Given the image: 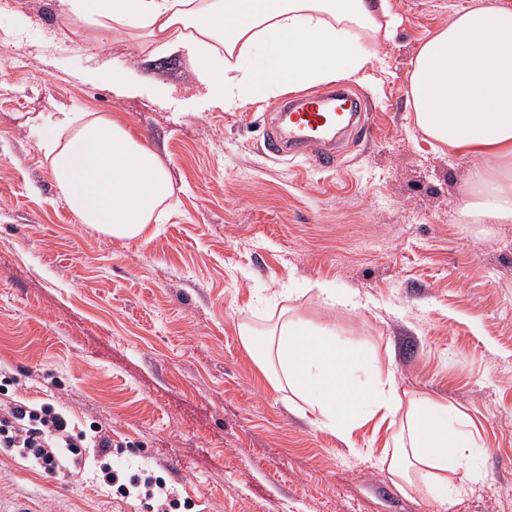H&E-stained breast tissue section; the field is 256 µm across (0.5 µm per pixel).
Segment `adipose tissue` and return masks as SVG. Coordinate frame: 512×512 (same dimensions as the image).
Instances as JSON below:
<instances>
[{"mask_svg": "<svg viewBox=\"0 0 512 512\" xmlns=\"http://www.w3.org/2000/svg\"><path fill=\"white\" fill-rule=\"evenodd\" d=\"M92 30L132 29L167 52L189 55L213 105L270 100L341 78L363 80L375 45L394 25L389 0H65ZM417 127L472 158L460 212L472 224L512 222V10L494 4L455 13L420 46L410 69ZM41 147L78 223L116 239L150 238L175 182L159 154L118 120L66 112ZM332 331L280 314L270 332L245 324L242 345L274 389L340 440L381 417L393 426L384 461L393 482L421 477L447 494L473 441L447 404L401 391L393 372L365 393L353 358Z\"/></svg>", "mask_w": 512, "mask_h": 512, "instance_id": "obj_1", "label": "adipose tissue"}]
</instances>
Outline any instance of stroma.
<instances>
[{
  "mask_svg": "<svg viewBox=\"0 0 512 512\" xmlns=\"http://www.w3.org/2000/svg\"><path fill=\"white\" fill-rule=\"evenodd\" d=\"M15 2L0 9V50L16 58L0 70V404L102 426L121 482L164 479L177 512H512V223H466L473 160L416 127L408 80L425 38L474 0H389L400 23L354 85L372 134L332 172L267 156L272 101L207 106L184 53L72 27L60 0ZM92 69L116 78L87 81ZM63 112L110 115L158 152L176 192L155 236L77 222L39 147ZM284 307L334 328L364 390L389 369L470 419L448 501L391 480L387 425L347 444L289 408L239 338ZM0 512L162 508L108 492L94 461L68 476L0 451Z\"/></svg>",
  "mask_w": 512,
  "mask_h": 512,
  "instance_id": "obj_1",
  "label": "stroma"
}]
</instances>
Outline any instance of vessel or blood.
Wrapping results in <instances>:
<instances>
[{"mask_svg":"<svg viewBox=\"0 0 512 512\" xmlns=\"http://www.w3.org/2000/svg\"><path fill=\"white\" fill-rule=\"evenodd\" d=\"M369 108L351 88L289 94L280 110L267 113L265 150L275 157L306 156L320 169L333 170L350 141L370 135Z\"/></svg>","mask_w":512,"mask_h":512,"instance_id":"b4317fda","label":"vessel or blood"}]
</instances>
